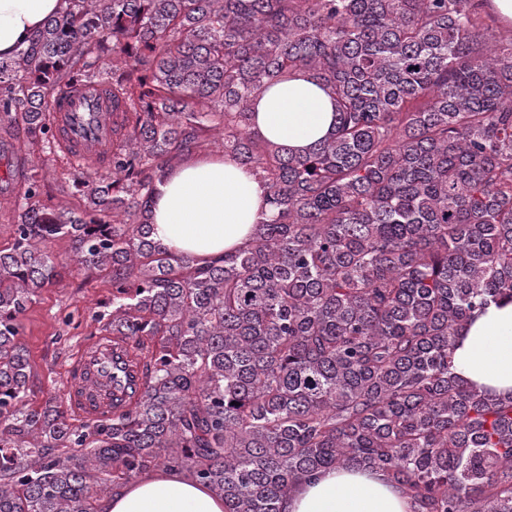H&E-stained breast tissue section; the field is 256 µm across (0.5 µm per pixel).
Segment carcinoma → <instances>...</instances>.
Returning <instances> with one entry per match:
<instances>
[{
  "label": "carcinoma",
  "instance_id": "obj_1",
  "mask_svg": "<svg viewBox=\"0 0 512 512\" xmlns=\"http://www.w3.org/2000/svg\"><path fill=\"white\" fill-rule=\"evenodd\" d=\"M63 2L0 61V512H101L160 467L224 512H282L327 469L382 474L409 512H512V394L453 372L474 312L512 300V37L488 0ZM297 73L336 113L304 154L252 111ZM90 83L112 87V168L53 206L28 156L56 151L51 115ZM215 129L271 217L199 265L154 238L150 202ZM83 273L111 282L94 320L144 390L75 425L52 393L28 403L19 336L33 297Z\"/></svg>",
  "mask_w": 512,
  "mask_h": 512
}]
</instances>
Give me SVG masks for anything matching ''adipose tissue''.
<instances>
[{
  "label": "adipose tissue",
  "mask_w": 512,
  "mask_h": 512,
  "mask_svg": "<svg viewBox=\"0 0 512 512\" xmlns=\"http://www.w3.org/2000/svg\"><path fill=\"white\" fill-rule=\"evenodd\" d=\"M62 0H0V58H11L60 12ZM255 128L285 151L302 153L335 124L331 98L305 73L269 87L253 104ZM267 188L235 159L198 156L157 183L151 203L154 237L174 252L205 262L239 246L269 216ZM456 373L469 383L512 392V302L490 304L462 333ZM399 488L376 472L327 470L299 484L283 512H407ZM103 512H224L205 485L172 471L131 483Z\"/></svg>",
  "instance_id": "obj_1"
}]
</instances>
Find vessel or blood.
Returning <instances> with one entry per match:
<instances>
[{
  "label": "vessel or blood",
  "instance_id": "1",
  "mask_svg": "<svg viewBox=\"0 0 512 512\" xmlns=\"http://www.w3.org/2000/svg\"><path fill=\"white\" fill-rule=\"evenodd\" d=\"M61 152L92 167L106 165L112 148V98L103 84L86 85L64 98L52 115ZM126 346L108 336L96 337L68 369L66 407L79 419L122 410L129 396L139 394V373L126 368Z\"/></svg>",
  "mask_w": 512,
  "mask_h": 512
}]
</instances>
